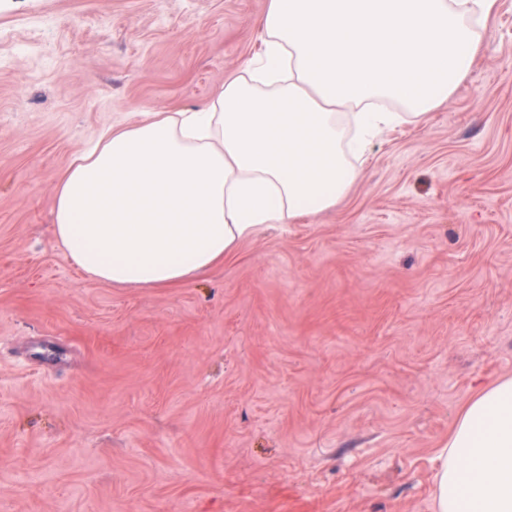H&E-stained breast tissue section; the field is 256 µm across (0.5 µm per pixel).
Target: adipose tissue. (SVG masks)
<instances>
[{"mask_svg": "<svg viewBox=\"0 0 512 512\" xmlns=\"http://www.w3.org/2000/svg\"><path fill=\"white\" fill-rule=\"evenodd\" d=\"M498 0H267L259 50L199 110L103 129L59 177L54 234L90 278L161 288L263 224L334 208L383 130L447 102ZM437 512H512V378L460 414Z\"/></svg>", "mask_w": 512, "mask_h": 512, "instance_id": "1", "label": "adipose tissue"}]
</instances>
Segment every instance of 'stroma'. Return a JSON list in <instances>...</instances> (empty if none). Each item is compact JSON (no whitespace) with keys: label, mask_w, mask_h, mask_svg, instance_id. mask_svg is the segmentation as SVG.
I'll list each match as a JSON object with an SVG mask.
<instances>
[{"label":"stroma","mask_w":512,"mask_h":512,"mask_svg":"<svg viewBox=\"0 0 512 512\" xmlns=\"http://www.w3.org/2000/svg\"><path fill=\"white\" fill-rule=\"evenodd\" d=\"M266 0H0V512H437L440 453L512 377V0L336 207L166 288L52 234L74 154L198 109Z\"/></svg>","instance_id":"35a3bbf8"}]
</instances>
